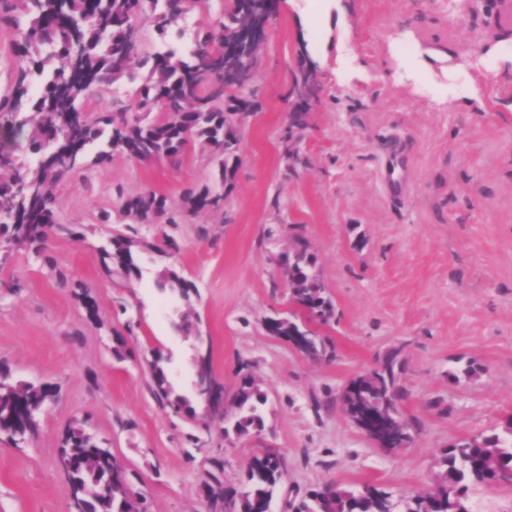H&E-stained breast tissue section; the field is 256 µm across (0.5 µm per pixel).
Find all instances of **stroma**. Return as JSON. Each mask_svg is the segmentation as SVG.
<instances>
[{
    "label": "stroma",
    "mask_w": 512,
    "mask_h": 512,
    "mask_svg": "<svg viewBox=\"0 0 512 512\" xmlns=\"http://www.w3.org/2000/svg\"><path fill=\"white\" fill-rule=\"evenodd\" d=\"M493 2L279 0L252 83L261 107L239 126L223 214L138 224L118 210L123 192L154 190L177 207L187 189L220 190L199 149L176 164L117 155L55 187L57 221L74 236L51 238L42 259L0 248V362L16 380L60 388L37 438L0 437V512H68L57 448L77 418L125 461L149 512H207L209 465L188 442L204 433L228 487H239L257 447L281 452L271 509L288 512L330 480L375 483L397 500L431 491L442 448L512 414V39L487 34ZM223 9L210 0L163 37L144 25L142 51L189 48ZM303 59L316 65L319 90L300 142L308 164L295 167L283 136ZM391 143L404 145L409 167L394 193L381 178ZM105 211L111 223H101ZM116 229L155 243L137 255L141 277L106 271ZM298 236L335 306L319 328L334 352L320 361L265 328L289 307L278 267ZM166 268L195 283L191 306L157 288ZM184 310L210 336L225 389L250 376L265 392L252 439L224 437V421L203 427L153 397L144 368L156 351L169 358L176 394H192L193 340L176 328ZM130 323L137 337L120 359L112 348ZM393 349L420 431L388 451L345 417L339 393Z\"/></svg>",
    "instance_id": "obj_1"
}]
</instances>
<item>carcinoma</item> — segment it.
<instances>
[{
  "mask_svg": "<svg viewBox=\"0 0 512 512\" xmlns=\"http://www.w3.org/2000/svg\"><path fill=\"white\" fill-rule=\"evenodd\" d=\"M237 0H224V15L201 29L194 49L186 54L174 49L153 55H134L127 49L132 31L143 21L163 34L181 19L184 0H0V24L17 31L13 56L17 76L11 93L0 97V243L17 251L40 255L50 236L71 235L69 224L56 220L54 187L69 175L85 168L91 146H98L93 164L110 163L115 154L129 160L175 162L194 145L208 150L219 180H224L231 155L225 147L237 141L229 112L243 107L257 111L259 104L248 85H241L224 98V56L236 30L247 16L235 7ZM80 48L73 58L72 48ZM144 69L140 87L130 102H115L112 110L89 112L86 103L104 85L133 77L132 62ZM32 72L43 77L41 92L29 95L27 78ZM311 73L302 74L295 106L284 137V151L294 166L307 161L298 148L305 128L309 98L304 89ZM57 140L63 156L78 161L26 167L23 153H36L43 143ZM188 212L217 211L224 198L206 185L189 189L182 198ZM124 214L140 224H177L181 214L171 209L165 195L154 190L120 196ZM105 252L109 265L138 278L134 249L152 250L145 240L117 233ZM316 258L308 244L298 238L293 251L280 262L288 269L286 284L296 286L300 303L309 316H333L334 306L323 296L314 272ZM160 288L170 286L190 302L193 284L169 268L158 278ZM399 351L392 350L378 361L379 370L359 376L356 389L341 394L342 409L351 419L371 407L390 412L405 400L407 389L401 379ZM165 358L154 353L148 362L151 392L162 405L194 420L221 415L196 407L184 396L174 394L163 368ZM224 406L234 411L232 429L224 435L249 438L264 426L265 393L255 380L241 381L232 393L224 391ZM58 395L50 383H20L8 365L0 364V435L11 441L32 439L39 434L38 412ZM59 468L68 484L78 512H145L143 502L128 495L129 470L122 467L112 449L85 431L79 419L65 431L58 452ZM207 486L215 512H265L284 476L282 455L273 449L254 453L247 465L244 490L224 487V458L207 457ZM435 487L400 502L375 484L347 490L329 482L291 505L293 512H474L469 490L490 479L512 485V415L488 434L461 439L444 449Z\"/></svg>",
  "mask_w": 512,
  "mask_h": 512,
  "instance_id": "carcinoma-1",
  "label": "carcinoma"
}]
</instances>
